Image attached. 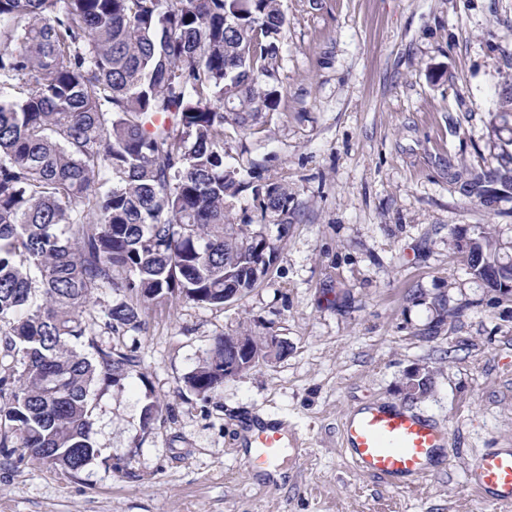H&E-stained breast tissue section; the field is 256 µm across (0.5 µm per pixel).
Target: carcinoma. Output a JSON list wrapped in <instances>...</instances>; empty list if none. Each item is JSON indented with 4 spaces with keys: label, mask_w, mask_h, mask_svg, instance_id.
I'll return each mask as SVG.
<instances>
[{
    "label": "carcinoma",
    "mask_w": 512,
    "mask_h": 512,
    "mask_svg": "<svg viewBox=\"0 0 512 512\" xmlns=\"http://www.w3.org/2000/svg\"><path fill=\"white\" fill-rule=\"evenodd\" d=\"M282 0H0V455L19 451L78 475L98 456L88 395L137 371L140 359L104 334L143 328L152 305L185 297L222 307L224 289L257 287L288 233L293 194L273 182L259 200L265 224L233 222L251 182L224 164V135L245 132L278 104ZM492 206L512 170L487 174ZM482 261L448 234V249L483 283L512 282L488 224L475 226ZM115 300L86 318L94 294ZM437 331L469 308L438 300ZM87 339L90 357L70 340ZM255 358L268 336L236 335ZM224 336L184 377L206 398L224 382ZM409 401L432 390L409 381Z\"/></svg>",
    "instance_id": "obj_1"
}]
</instances>
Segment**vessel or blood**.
<instances>
[{
	"instance_id": "b4317fda",
	"label": "vessel or blood",
	"mask_w": 512,
	"mask_h": 512,
	"mask_svg": "<svg viewBox=\"0 0 512 512\" xmlns=\"http://www.w3.org/2000/svg\"><path fill=\"white\" fill-rule=\"evenodd\" d=\"M342 445L355 467L384 480L390 487L408 489L422 484L436 464L448 462L446 428L431 418L382 400L345 416ZM249 455L248 469L276 467L288 445L283 420L248 425L241 433ZM469 482L477 493L495 504L512 503V448H489L473 462Z\"/></svg>"
}]
</instances>
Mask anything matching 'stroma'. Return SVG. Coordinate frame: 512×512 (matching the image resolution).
I'll return each mask as SVG.
<instances>
[{
	"label": "stroma",
	"instance_id": "35a3bbf8",
	"mask_svg": "<svg viewBox=\"0 0 512 512\" xmlns=\"http://www.w3.org/2000/svg\"><path fill=\"white\" fill-rule=\"evenodd\" d=\"M278 106L228 132L225 162L294 193L270 275L236 301L177 298L120 337L138 373L91 391L98 456L77 478L32 459L0 464V512H512L468 482L484 448H512V303L497 304L448 251V232L492 225L512 255V195L482 207L457 174L512 157V0H283ZM470 307L423 338L434 294ZM273 333L288 353L184 385L215 336ZM432 376L410 410L446 427L450 461L419 487L354 470L344 416L402 403L407 370ZM157 401L163 417L140 422ZM284 417L287 474H247L239 425Z\"/></svg>",
	"mask_w": 512,
	"mask_h": 512
}]
</instances>
